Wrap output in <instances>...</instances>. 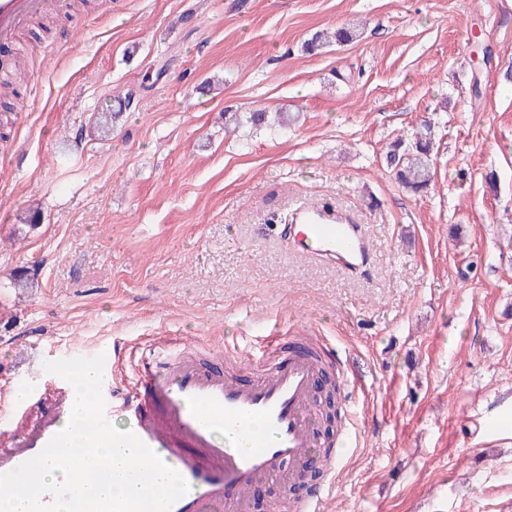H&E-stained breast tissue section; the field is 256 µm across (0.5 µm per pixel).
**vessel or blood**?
<instances>
[{"label":"vessel or blood","instance_id":"1","mask_svg":"<svg viewBox=\"0 0 512 512\" xmlns=\"http://www.w3.org/2000/svg\"><path fill=\"white\" fill-rule=\"evenodd\" d=\"M59 0H0V45L15 41L32 19L50 14ZM300 253L362 273L369 256L367 231L352 212L321 204L301 206L289 227ZM130 375L105 368L107 413H120L131 429L190 486L171 512H241L251 489L265 481L289 485L323 446L312 407L318 369L303 352L289 353L275 371L251 384L204 367L176 339L161 337L133 347ZM10 379L0 380V474L38 455L72 411L69 384L49 390L34 421L10 425L22 408Z\"/></svg>","mask_w":512,"mask_h":512}]
</instances>
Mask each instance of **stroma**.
<instances>
[{"mask_svg": "<svg viewBox=\"0 0 512 512\" xmlns=\"http://www.w3.org/2000/svg\"><path fill=\"white\" fill-rule=\"evenodd\" d=\"M347 24L349 45L305 51ZM10 58L0 373L39 379L28 412L59 381L47 360L171 336L250 384L263 368L234 352L320 336L358 437L328 467V512H512V0H85L1 45ZM258 110L297 119L225 125ZM428 118L419 198L383 156ZM321 200L366 224L368 275L279 237ZM321 485H262L249 512H294ZM116 106L112 112H98L93 121L92 130L100 139H109L112 136V130L123 117V112L129 111L133 107L134 95L127 93L124 97L115 98Z\"/></svg>", "mask_w": 512, "mask_h": 512, "instance_id": "35a3bbf8", "label": "stroma"}]
</instances>
